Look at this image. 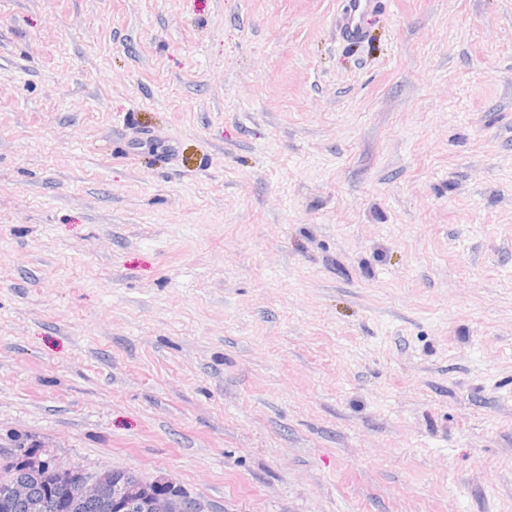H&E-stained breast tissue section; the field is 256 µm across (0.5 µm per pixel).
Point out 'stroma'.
Wrapping results in <instances>:
<instances>
[{"mask_svg":"<svg viewBox=\"0 0 512 512\" xmlns=\"http://www.w3.org/2000/svg\"><path fill=\"white\" fill-rule=\"evenodd\" d=\"M341 8L0 0V449L512 512V0ZM345 5L337 19L342 38L346 41L360 40L363 35L361 27L362 17L375 10L381 1L379 0H344Z\"/></svg>","mask_w":512,"mask_h":512,"instance_id":"1","label":"stroma"}]
</instances>
